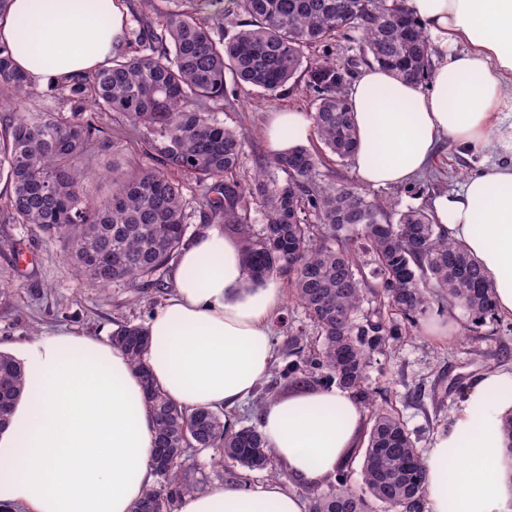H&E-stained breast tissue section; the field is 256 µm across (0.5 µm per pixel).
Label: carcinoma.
Here are the masks:
<instances>
[{
  "instance_id": "carcinoma-1",
  "label": "carcinoma",
  "mask_w": 512,
  "mask_h": 512,
  "mask_svg": "<svg viewBox=\"0 0 512 512\" xmlns=\"http://www.w3.org/2000/svg\"><path fill=\"white\" fill-rule=\"evenodd\" d=\"M145 16L125 32L126 51L112 66L52 88L71 103L67 112H23L33 85L0 42V175L9 185L0 218L32 226L60 244L76 275L107 293L114 286H163L161 275L187 246L183 178L201 188V204L224 233L239 238L247 279L288 277L293 297L315 335L288 326L281 376L297 392L336 385L368 412L353 445L329 477L331 492L316 493L312 512H369L373 499L392 512H424V457L398 411L375 404L367 370L375 355L411 335L417 315L437 301L460 306L473 331L496 311L495 294L479 263L437 224L433 214L409 209L397 223L382 205L353 186L323 188L315 181L323 153L298 146L272 157L285 179L266 178L264 168L240 173L244 137L217 122L212 109L224 101L225 75L275 96L298 77L314 93L317 138L340 160L358 147L348 90L361 63L377 64L407 81L431 72L428 35L402 0H142ZM248 16L230 37L215 23L229 5ZM360 39V55L340 65L310 50L336 38ZM114 115L158 138L154 165L116 159L105 168L112 195L92 197L87 183L97 173L84 162L94 144L90 113ZM264 210L255 234L251 204ZM371 255V286L354 239ZM388 313H362L367 294ZM130 358L153 408L157 435L156 484L131 512H177L181 496L197 490L188 473L191 452H208L228 479L272 465L255 425L228 432L224 412L188 410L154 383L144 354L146 327L125 322L110 336ZM23 368L0 352V429L9 423L24 388ZM362 456L364 493L349 488L350 462Z\"/></svg>"
}]
</instances>
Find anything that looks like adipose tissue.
I'll return each instance as SVG.
<instances>
[{
    "instance_id": "obj_1",
    "label": "adipose tissue",
    "mask_w": 512,
    "mask_h": 512,
    "mask_svg": "<svg viewBox=\"0 0 512 512\" xmlns=\"http://www.w3.org/2000/svg\"><path fill=\"white\" fill-rule=\"evenodd\" d=\"M407 8L445 60L426 85L376 65L361 70L349 91L358 179L406 183L444 139L478 156L461 187L435 199L434 214L481 265L498 313L512 319V0H407ZM126 22L121 0H12L0 42L43 85L110 67ZM312 126L302 112L269 113L271 153L306 141ZM173 280L147 323L150 373L172 401L223 411L238 430L239 409L273 367L280 283L249 282L238 241L215 227L182 252ZM15 356L25 388L0 431V512H130L154 481L156 432L126 354L59 330ZM510 416L512 370L479 375L424 456L429 512H512L502 431ZM360 421L351 394L335 386L269 399L258 429L295 486L229 481L182 496L177 512H309L301 486L335 470Z\"/></svg>"
}]
</instances>
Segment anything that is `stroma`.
I'll return each instance as SVG.
<instances>
[{"mask_svg":"<svg viewBox=\"0 0 512 512\" xmlns=\"http://www.w3.org/2000/svg\"><path fill=\"white\" fill-rule=\"evenodd\" d=\"M314 110V96L298 78L277 96L269 97L245 86L228 85L216 118L246 136L241 173L252 176L264 169L267 176L282 179L270 167L271 153L263 134L271 111ZM96 125L110 141V149L93 154L89 165L104 168L112 155L150 162L152 137L145 128L133 129L96 115ZM473 167L469 156L452 143L441 142L429 168L409 183L367 189L368 198L393 211L432 210L436 197L458 188ZM19 242L22 260L0 252V351L13 350L42 333L65 327L95 337H109L117 322L146 323L163 301L154 290L135 291L115 287L109 294L74 275L63 259L60 246L49 243L24 224L0 221V238ZM447 321L450 332L440 340L428 335L429 321ZM467 312L460 307H431L419 320L415 335L389 355L376 356L368 381L378 402H390L402 416L420 449L429 448L437 432L447 426L461 395L459 386H470L490 369H512V320L486 319L477 331H468Z\"/></svg>","mask_w":512,"mask_h":512,"instance_id":"obj_1","label":"stroma"}]
</instances>
